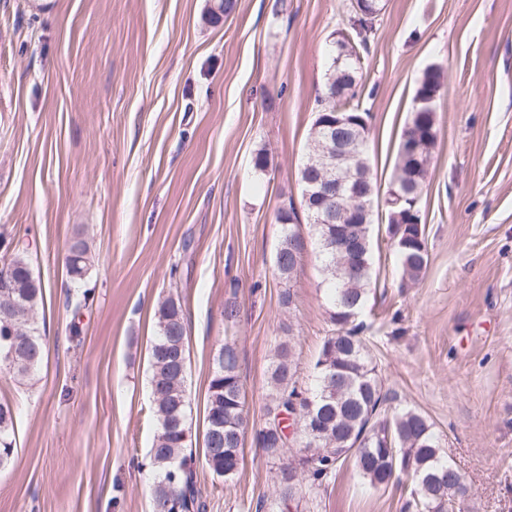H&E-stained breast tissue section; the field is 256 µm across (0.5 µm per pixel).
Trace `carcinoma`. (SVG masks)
<instances>
[{
  "label": "carcinoma",
  "mask_w": 512,
  "mask_h": 512,
  "mask_svg": "<svg viewBox=\"0 0 512 512\" xmlns=\"http://www.w3.org/2000/svg\"><path fill=\"white\" fill-rule=\"evenodd\" d=\"M382 9V0L351 5V17L341 42L342 61L331 64L327 77V87L348 79L351 90L334 102L319 104L310 133L309 157L299 172L304 192L315 191L310 181L317 178V166L327 148L320 112L340 110L355 121V126L348 129V137L354 141L350 164L367 173L368 195L364 201H378L379 189L369 157V127L362 126L369 113L362 109L358 85L363 52L368 49L373 21ZM404 131L419 136L418 154L396 161L393 181L397 182L395 189L410 193V199H391L387 212L412 208L419 220V206H412L409 201L421 199L437 139L435 113L424 110L417 99H412ZM278 222L282 225V240L275 265L280 279L289 282L303 260L299 248L302 235L293 222V210H281ZM372 223L370 215L365 224L312 225L319 245L323 246V273L331 286L332 328L324 337L314 364L316 383L312 389L300 382L291 342L278 343L268 369L271 398L266 418L255 429L254 439L291 418L290 398L298 390L304 394L302 406L314 402L315 415L320 418L325 434L311 436L306 431L307 423H301L302 446L293 460L295 467H278L274 476L276 495L269 512H298L299 491L306 488L315 493L324 488L346 462L352 463L360 477L375 489L385 488L396 476L405 475L410 485V498L404 505L408 512H454L456 505L468 496L465 478L442 455L426 416L417 410L392 409L375 355L367 339L361 336L364 324L358 317L366 309L373 282ZM397 231L395 225H387L403 276L415 283L429 262L424 228L413 226L407 237L397 235ZM336 237H348L355 243L356 271L343 267L336 251L324 248L328 239ZM66 267L73 283L80 284L86 278L89 257L83 239L70 243ZM1 269L11 276L15 308L8 321L0 320V355L10 351L16 338L25 337L28 347L13 374L28 377L38 369L44 353L35 320L42 288L33 275L28 247L23 241L10 243L0 254ZM155 318L157 333L149 354L152 413L158 425L149 455L153 512H165L170 501L183 507V512H205L206 504L199 499L195 472L187 456V441L180 435L181 430L189 429L186 328L180 299L172 294L160 299ZM14 420L13 408L0 402V468L9 465L14 457ZM247 424L239 356L234 343L226 340L208 384L202 448L206 467L226 483L234 480L244 461Z\"/></svg>",
  "instance_id": "carcinoma-1"
}]
</instances>
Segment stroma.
I'll return each instance as SVG.
<instances>
[{"instance_id": "1", "label": "stroma", "mask_w": 512, "mask_h": 512, "mask_svg": "<svg viewBox=\"0 0 512 512\" xmlns=\"http://www.w3.org/2000/svg\"><path fill=\"white\" fill-rule=\"evenodd\" d=\"M0 0V242L29 247L42 285L44 358L0 369L15 412L0 512H151L148 347L154 308L186 323L193 468L206 512H257L276 466L253 439L233 483L202 456L210 374L233 337L251 425L284 333L308 378L329 328L318 248L278 278L279 210L299 171L350 0ZM441 70L437 141L420 200L429 264L408 282L374 215L368 332L385 390L433 422L467 477L464 512H512V0H385L364 55L361 100L387 191L414 92ZM270 160L254 167L258 151ZM90 273L71 282L69 243ZM93 297L81 305L82 288ZM292 303H281L283 292ZM235 303V321L224 318ZM408 482L370 488L345 463L299 512H403ZM88 246L81 238L73 240L67 251L66 267L71 281L80 284L84 281L89 270Z\"/></svg>"}]
</instances>
